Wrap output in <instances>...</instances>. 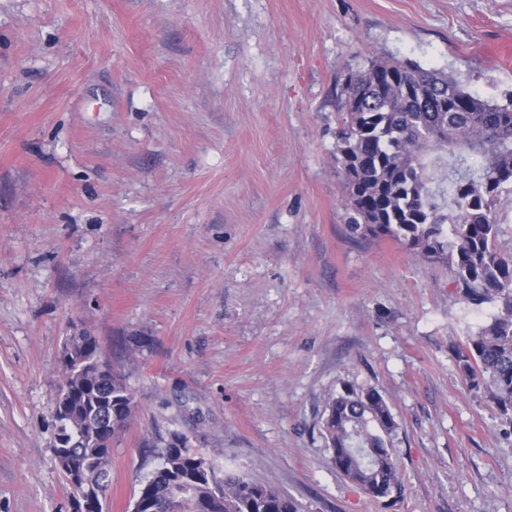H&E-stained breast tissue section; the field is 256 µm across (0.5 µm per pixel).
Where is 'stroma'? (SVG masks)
<instances>
[{
  "label": "stroma",
  "mask_w": 512,
  "mask_h": 512,
  "mask_svg": "<svg viewBox=\"0 0 512 512\" xmlns=\"http://www.w3.org/2000/svg\"><path fill=\"white\" fill-rule=\"evenodd\" d=\"M511 37L512 0H0V512H72L51 442L76 328L137 404L106 512L170 429L302 512H512V426L453 361L491 308L350 237L335 150L349 68L408 58L502 101ZM346 385L399 424L393 506L331 463Z\"/></svg>",
  "instance_id": "obj_1"
}]
</instances>
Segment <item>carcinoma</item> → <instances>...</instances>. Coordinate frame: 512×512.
I'll use <instances>...</instances> for the list:
<instances>
[{"mask_svg":"<svg viewBox=\"0 0 512 512\" xmlns=\"http://www.w3.org/2000/svg\"><path fill=\"white\" fill-rule=\"evenodd\" d=\"M336 163L345 188L352 236L389 237L442 262L471 305L498 310L455 349L458 371L483 391L512 425V252L501 248L496 209L512 195V98L494 103L466 91L448 73L406 59L373 58L349 69L340 91ZM68 362L55 399L61 437L72 442L83 482L53 450L70 487L105 512L110 471L103 459L123 432L136 402L124 376L102 373L96 337L82 332L65 345ZM398 429L374 388L345 387L325 410L322 435L332 465L369 498H403L391 437ZM158 466L141 488L136 512H301L291 496L243 475L218 476V466L184 432L155 444Z\"/></svg>","mask_w":512,"mask_h":512,"instance_id":"1","label":"carcinoma"}]
</instances>
